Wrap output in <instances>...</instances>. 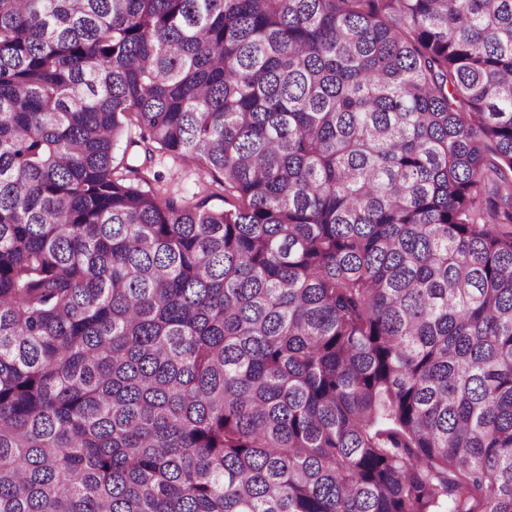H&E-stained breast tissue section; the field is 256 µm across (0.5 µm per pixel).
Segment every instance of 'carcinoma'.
<instances>
[{
	"mask_svg": "<svg viewBox=\"0 0 512 512\" xmlns=\"http://www.w3.org/2000/svg\"><path fill=\"white\" fill-rule=\"evenodd\" d=\"M0 512H512V0H0ZM152 170L163 176L161 184L168 188L170 193L187 201L194 199L205 181H211L196 162L174 160L171 156L161 153L155 156Z\"/></svg>",
	"mask_w": 512,
	"mask_h": 512,
	"instance_id": "carcinoma-1",
	"label": "carcinoma"
}]
</instances>
